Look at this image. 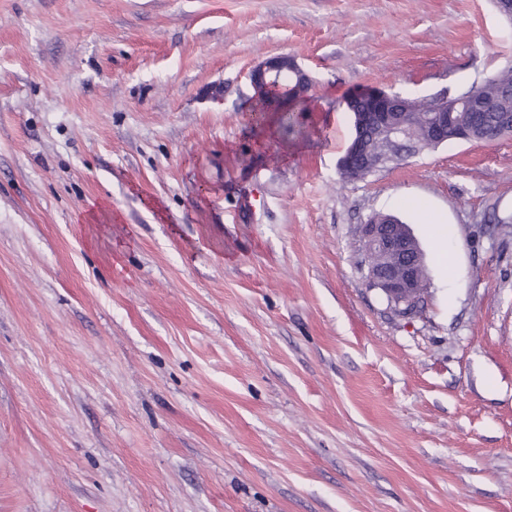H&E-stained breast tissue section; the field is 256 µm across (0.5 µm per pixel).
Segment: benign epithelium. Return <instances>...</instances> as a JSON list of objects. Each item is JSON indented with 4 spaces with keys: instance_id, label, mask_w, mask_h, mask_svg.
<instances>
[{
    "instance_id": "obj_1",
    "label": "benign epithelium",
    "mask_w": 512,
    "mask_h": 512,
    "mask_svg": "<svg viewBox=\"0 0 512 512\" xmlns=\"http://www.w3.org/2000/svg\"><path fill=\"white\" fill-rule=\"evenodd\" d=\"M291 73L310 92L313 79L292 55L266 59L250 71L256 99L272 92L280 76ZM468 97L447 94L431 99H404L396 93L375 89L351 96L345 106L354 115V135L339 161L342 178L358 179L396 163L403 146L422 132V144L435 147L448 139L457 122V111ZM368 285L380 290L388 304L405 316L414 315L427 287L424 253L409 225L389 214H376L359 225Z\"/></svg>"
}]
</instances>
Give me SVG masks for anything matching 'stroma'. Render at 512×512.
<instances>
[{
  "mask_svg": "<svg viewBox=\"0 0 512 512\" xmlns=\"http://www.w3.org/2000/svg\"><path fill=\"white\" fill-rule=\"evenodd\" d=\"M510 65L493 0H0V512H512V137L338 173L350 94ZM288 72L293 74L296 78H299L300 83L304 84V99L306 100L313 86V79L298 62L297 58L292 55L271 57L253 67L250 71L249 79L254 89L255 98L259 101L266 93V98L271 97L275 86L279 85L278 80L280 76ZM280 85L281 89L279 94L285 98L286 102L291 106V109L304 111L305 100L297 97V94L291 89L294 86L293 77L290 74H288V76H282ZM368 285L379 289L388 304L414 315L427 287L424 253L409 224L389 214H375L358 227Z\"/></svg>",
  "mask_w": 512,
  "mask_h": 512,
  "instance_id": "1",
  "label": "stroma"
}]
</instances>
